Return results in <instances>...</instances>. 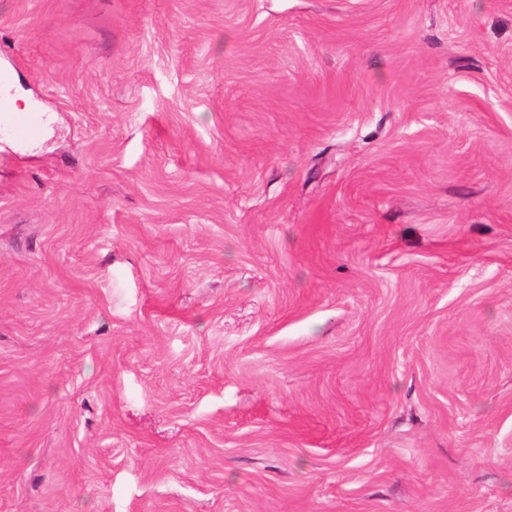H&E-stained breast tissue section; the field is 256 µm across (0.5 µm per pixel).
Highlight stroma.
Instances as JSON below:
<instances>
[{"instance_id": "obj_1", "label": "stroma", "mask_w": 512, "mask_h": 512, "mask_svg": "<svg viewBox=\"0 0 512 512\" xmlns=\"http://www.w3.org/2000/svg\"><path fill=\"white\" fill-rule=\"evenodd\" d=\"M0 512H512V0H0ZM10 130L14 139L29 141L41 133V125L34 114L17 112L13 106L10 93L5 89L4 74L0 73V128Z\"/></svg>"}]
</instances>
